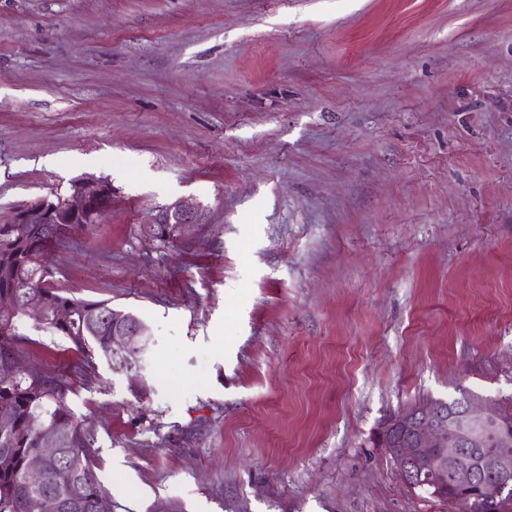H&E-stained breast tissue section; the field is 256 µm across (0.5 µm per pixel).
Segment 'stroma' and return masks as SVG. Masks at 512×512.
Masks as SVG:
<instances>
[{
	"instance_id": "stroma-1",
	"label": "stroma",
	"mask_w": 512,
	"mask_h": 512,
	"mask_svg": "<svg viewBox=\"0 0 512 512\" xmlns=\"http://www.w3.org/2000/svg\"><path fill=\"white\" fill-rule=\"evenodd\" d=\"M112 183L54 284L133 312L68 375L112 512H452L373 433L512 398V0H0V220ZM198 205L162 246L155 207Z\"/></svg>"
}]
</instances>
